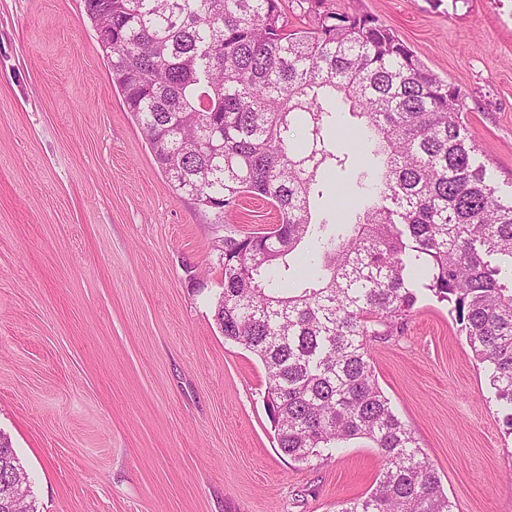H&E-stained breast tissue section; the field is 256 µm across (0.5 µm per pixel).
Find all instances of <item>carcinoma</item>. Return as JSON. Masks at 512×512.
Listing matches in <instances>:
<instances>
[{"mask_svg":"<svg viewBox=\"0 0 512 512\" xmlns=\"http://www.w3.org/2000/svg\"><path fill=\"white\" fill-rule=\"evenodd\" d=\"M312 28L289 30L281 0H84L156 162L215 223L246 195L278 212L276 230L224 233V339L262 363L281 452L306 462L365 439L383 459L375 485L338 512H454L418 438L378 384L370 343L417 301L412 274L452 304L512 430V194L503 196L441 79L375 15L305 0ZM453 90H448V87ZM363 124L336 126V95ZM353 145L336 154V138ZM382 177L350 203L341 231L313 221L323 174L364 157ZM312 285L272 287L305 244ZM37 512L29 479L0 436V512Z\"/></svg>","mask_w":512,"mask_h":512,"instance_id":"1","label":"carcinoma"}]
</instances>
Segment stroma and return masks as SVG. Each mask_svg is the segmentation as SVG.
Listing matches in <instances>:
<instances>
[{
  "label": "stroma",
  "mask_w": 512,
  "mask_h": 512,
  "mask_svg": "<svg viewBox=\"0 0 512 512\" xmlns=\"http://www.w3.org/2000/svg\"><path fill=\"white\" fill-rule=\"evenodd\" d=\"M395 30L457 86L512 191V0H327ZM326 179L316 219L355 192ZM228 225L175 191L143 137L84 0H0V433L38 512H338L369 491L377 449L284 455L258 358L213 317L225 230L277 222L244 198ZM378 383L456 512H512V433L448 303L420 291L371 344Z\"/></svg>",
  "instance_id": "stroma-1"
}]
</instances>
